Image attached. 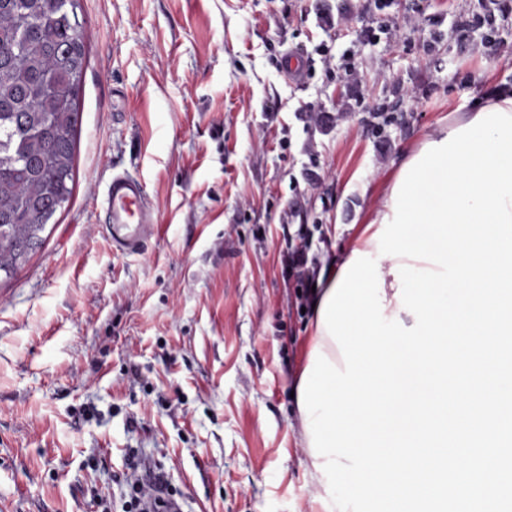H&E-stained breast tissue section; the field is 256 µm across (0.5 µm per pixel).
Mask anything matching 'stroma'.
<instances>
[{
  "instance_id": "obj_1",
  "label": "stroma",
  "mask_w": 512,
  "mask_h": 512,
  "mask_svg": "<svg viewBox=\"0 0 512 512\" xmlns=\"http://www.w3.org/2000/svg\"><path fill=\"white\" fill-rule=\"evenodd\" d=\"M80 4L72 198L0 283V512H96L77 489L119 500L128 448L182 512H326L291 396L312 315L283 257L343 259L407 150L512 91V0ZM292 48L314 55L300 82ZM123 171L160 219L140 254L104 224Z\"/></svg>"
}]
</instances>
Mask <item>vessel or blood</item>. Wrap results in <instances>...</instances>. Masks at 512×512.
<instances>
[{
	"label": "vessel or blood",
	"instance_id": "1",
	"mask_svg": "<svg viewBox=\"0 0 512 512\" xmlns=\"http://www.w3.org/2000/svg\"><path fill=\"white\" fill-rule=\"evenodd\" d=\"M102 207L112 247L122 254L140 252L159 223L140 179L126 173L113 175Z\"/></svg>",
	"mask_w": 512,
	"mask_h": 512
}]
</instances>
